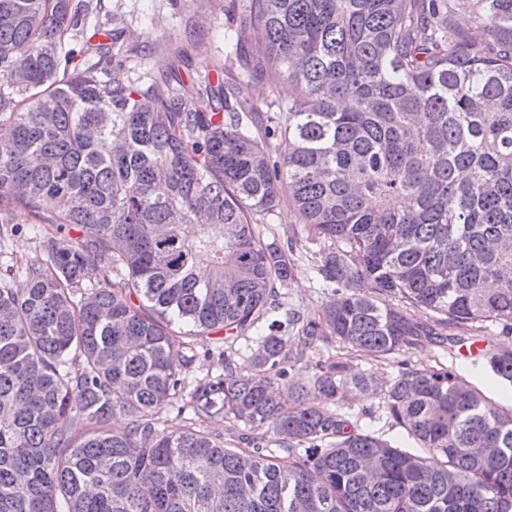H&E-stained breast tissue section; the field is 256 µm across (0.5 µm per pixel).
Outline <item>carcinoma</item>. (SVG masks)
<instances>
[{
  "label": "carcinoma",
  "instance_id": "1",
  "mask_svg": "<svg viewBox=\"0 0 512 512\" xmlns=\"http://www.w3.org/2000/svg\"><path fill=\"white\" fill-rule=\"evenodd\" d=\"M102 5L0 0V224L56 225L0 263V512H512L511 408L449 368L304 359L512 332V0H250L262 46L244 61L225 29L241 78L189 103L163 75H98L117 28L65 50ZM270 72L272 114L241 112ZM283 179L332 286L317 319H280L293 251L257 231ZM260 322L247 373L209 347ZM181 325L215 360L193 383ZM483 361L512 385V350ZM178 396L192 417L159 427ZM365 399L422 452L333 410ZM218 415L243 426L232 448L202 427ZM11 222L13 224L8 225V231L3 229L1 231L0 238V251L6 252L9 256L8 259L13 258V262L18 261V264L22 263L26 259L38 256L41 252L42 237L45 234H54V224H45L44 222L33 217L30 213L25 210L16 209L12 212ZM30 224H39L41 234L38 238L33 237L26 229ZM18 226L22 232H10V228Z\"/></svg>",
  "mask_w": 512,
  "mask_h": 512
}]
</instances>
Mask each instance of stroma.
<instances>
[{"mask_svg": "<svg viewBox=\"0 0 512 512\" xmlns=\"http://www.w3.org/2000/svg\"><path fill=\"white\" fill-rule=\"evenodd\" d=\"M105 8L98 21L88 22L86 37H94L97 28H111L120 24L125 45L138 47L139 53L131 59L116 58L105 71L106 77L119 78L125 83L148 86L156 78L161 66L170 55L181 58L176 65L177 77L171 85L186 100L195 97L206 82L226 77L229 64L225 59L224 30L239 26L246 11V0H104ZM283 202L261 229L267 239L280 244L295 242V277L280 289V300L285 309H296L314 314L327 302L332 290L323 284L317 274L315 252L317 246L307 241L300 224L287 200L289 188H281ZM15 232L0 233V251L13 260L22 262L38 256L42 242L29 234L28 227L35 223L27 211L17 209L11 216ZM448 345L431 344L424 348L395 353L379 359L348 355L346 349L333 344L307 350L310 360L331 355L349 357L352 364L362 370H376L391 376L403 364L418 367H452L478 386L490 398L512 408V386L493 378L483 360L457 359ZM341 414L353 428L373 433L393 445L413 448L406 432L392 424L378 401H355L341 406Z\"/></svg>", "mask_w": 512, "mask_h": 512, "instance_id": "obj_1", "label": "stroma"}]
</instances>
